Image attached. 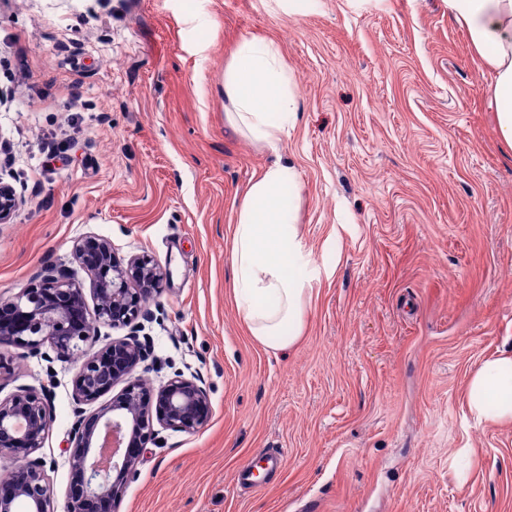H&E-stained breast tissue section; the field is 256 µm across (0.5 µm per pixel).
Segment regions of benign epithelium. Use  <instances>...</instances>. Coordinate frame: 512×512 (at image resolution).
Wrapping results in <instances>:
<instances>
[{"mask_svg": "<svg viewBox=\"0 0 512 512\" xmlns=\"http://www.w3.org/2000/svg\"><path fill=\"white\" fill-rule=\"evenodd\" d=\"M19 206L14 188L0 181V224L9 222ZM74 258L93 284L95 304L88 305L76 275L47 273L11 300H0V344L29 351L48 342L60 357L86 347L93 350L73 379L74 422L69 461L82 476L70 490L65 512H98L106 501L116 512L128 478L139 462V451L157 439L154 425L194 434L209 418L204 379L174 374L155 391L143 386L136 373L151 354L139 339L137 319L144 305L161 291L169 275L153 259L115 258L112 245L94 235L80 239ZM127 328L123 338L97 347L100 326ZM122 389L94 412L87 407L114 389ZM49 389L20 388L0 398V512H55L46 463L32 454L49 436Z\"/></svg>", "mask_w": 512, "mask_h": 512, "instance_id": "7a95c632", "label": "benign epithelium"}]
</instances>
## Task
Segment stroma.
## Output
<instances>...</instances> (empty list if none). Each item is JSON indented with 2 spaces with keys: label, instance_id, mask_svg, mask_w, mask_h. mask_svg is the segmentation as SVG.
I'll return each instance as SVG.
<instances>
[{
  "label": "stroma",
  "instance_id": "35a3bbf8",
  "mask_svg": "<svg viewBox=\"0 0 512 512\" xmlns=\"http://www.w3.org/2000/svg\"><path fill=\"white\" fill-rule=\"evenodd\" d=\"M251 38L297 85L274 146L226 118L224 74ZM488 77L447 0H0V179L21 199L0 224V298L74 268L87 235L151 256L170 277L138 376L207 385V426L159 430L119 512H512V423H475L465 400L478 363L512 354V150ZM278 159L334 268L285 353L250 335L230 266L236 204ZM0 352L1 398L50 391L37 455L61 510L88 352ZM270 448L284 469L237 490ZM284 465V456L282 452L264 453L259 456L247 458L236 472L237 484L252 488L260 487V482L255 480V471L258 467L266 473H271L281 469Z\"/></svg>",
  "mask_w": 512,
  "mask_h": 512
}]
</instances>
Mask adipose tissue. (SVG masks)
<instances>
[{"label":"adipose tissue","mask_w":512,"mask_h":512,"mask_svg":"<svg viewBox=\"0 0 512 512\" xmlns=\"http://www.w3.org/2000/svg\"><path fill=\"white\" fill-rule=\"evenodd\" d=\"M490 68L489 92L499 135L512 148V0H447ZM231 123L267 143L294 130L295 85L272 43L244 40L224 75ZM297 169L274 164L242 196L232 226L234 297L251 335L283 352L302 336L314 283L329 276L307 249L298 225ZM467 406L480 420L512 422V354L481 362L467 386Z\"/></svg>","instance_id":"ef3b65f1"}]
</instances>
